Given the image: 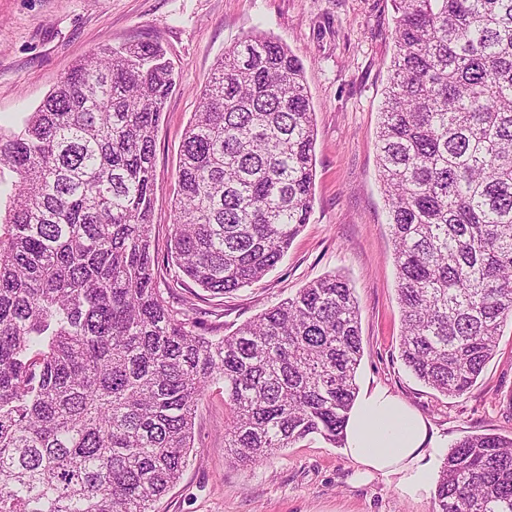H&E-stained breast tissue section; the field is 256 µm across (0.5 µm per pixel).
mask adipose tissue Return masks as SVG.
<instances>
[{"label": "adipose tissue", "mask_w": 512, "mask_h": 512, "mask_svg": "<svg viewBox=\"0 0 512 512\" xmlns=\"http://www.w3.org/2000/svg\"><path fill=\"white\" fill-rule=\"evenodd\" d=\"M436 442L427 421L386 388H365L344 429L343 448L366 470L397 480L400 491L417 497L429 484L425 449Z\"/></svg>", "instance_id": "ef3b65f1"}]
</instances>
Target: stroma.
<instances>
[{
	"label": "stroma",
	"instance_id": "stroma-1",
	"mask_svg": "<svg viewBox=\"0 0 512 512\" xmlns=\"http://www.w3.org/2000/svg\"><path fill=\"white\" fill-rule=\"evenodd\" d=\"M394 10V0H0V132L17 130L75 62L103 44L160 42L177 74L154 150L153 255L164 298L199 334L224 336L309 282L342 276L360 313L357 385L388 388L431 424L439 445L426 459L436 474L463 436L512 438V323L475 385L459 396L429 388L400 358L395 246L376 164ZM251 35L282 42L304 65L317 130L314 199L308 223L273 270L214 295L167 260L174 188L198 91L224 49ZM230 417L223 383L208 386L188 464L155 512H434L433 494L405 496L395 478L365 474L318 436L239 465L224 451Z\"/></svg>",
	"mask_w": 512,
	"mask_h": 512
}]
</instances>
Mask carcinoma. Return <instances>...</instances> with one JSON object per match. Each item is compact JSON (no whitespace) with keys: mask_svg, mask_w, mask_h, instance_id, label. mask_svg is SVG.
I'll use <instances>...</instances> for the list:
<instances>
[{"mask_svg":"<svg viewBox=\"0 0 512 512\" xmlns=\"http://www.w3.org/2000/svg\"><path fill=\"white\" fill-rule=\"evenodd\" d=\"M377 132L395 245L400 357L461 395L512 319V0H394ZM176 85L157 41L80 60L5 138L18 176L0 225V512H154L224 382V447L256 464L344 443L363 356L339 275L227 336L156 288L155 133ZM315 125L301 62L251 36L225 49L184 133L170 257L199 288L261 280L308 223ZM435 512H512V438L448 451Z\"/></svg>","mask_w":512,"mask_h":512,"instance_id":"obj_1","label":"carcinoma"}]
</instances>
